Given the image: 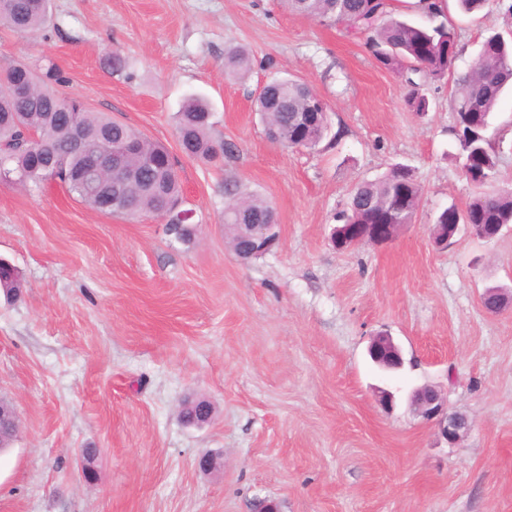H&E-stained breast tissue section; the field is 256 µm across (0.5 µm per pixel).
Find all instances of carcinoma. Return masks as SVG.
Wrapping results in <instances>:
<instances>
[{
	"label": "carcinoma",
	"mask_w": 512,
	"mask_h": 512,
	"mask_svg": "<svg viewBox=\"0 0 512 512\" xmlns=\"http://www.w3.org/2000/svg\"><path fill=\"white\" fill-rule=\"evenodd\" d=\"M290 12L346 25L354 34L365 36L364 45L385 69L404 78L408 86L406 103L419 115L429 110L421 92V81L440 82L454 73L459 55L454 29L448 27L440 0H418L417 8L428 23L420 24L393 17L392 0H284ZM49 0H0V27L20 34L41 31L48 20ZM489 50L478 53L470 70L456 78L449 106L455 114L451 133L458 141V159L464 174L471 172L475 158L484 177L493 178L497 159L487 136L491 114L503 92L512 87V37L492 31L482 40ZM250 55L241 48L224 54V73L236 77L251 70ZM25 82L31 94L14 96L12 86ZM66 82L54 65H31L21 60L0 63V180L10 181L39 192L49 183L64 185L87 207L99 210L97 193L81 179L87 165L86 149L108 140L130 142L134 151L128 171L117 176L120 192L112 213L135 217L168 208L174 224L170 239L190 244L194 233L179 228L181 186L177 160L167 147L132 127L101 112L90 110L76 97L62 96L57 87ZM254 109L267 132L275 133L278 144L293 148L299 140L307 148L316 147L328 131L326 108L306 83L277 77L259 90ZM212 112L199 94L187 96L175 114V129L183 155L211 162L232 157V143L215 142L210 137ZM485 182L464 210L451 205L435 219L432 229L437 242L454 236L451 225L463 212L472 224H487L490 232L499 224H512V191L486 193ZM224 223L231 247L239 252L248 237L237 224H274V207L260 196L244 192L236 180L224 181ZM421 186L410 169L395 164L380 178L356 184L347 209L340 212L343 224H366L368 215L396 203L394 223L408 224L416 211ZM20 273L16 267L0 264V290L8 300L20 294Z\"/></svg>",
	"instance_id": "carcinoma-1"
}]
</instances>
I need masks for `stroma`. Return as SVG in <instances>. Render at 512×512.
I'll return each mask as SVG.
<instances>
[{"label":"stroma","mask_w":512,"mask_h":512,"mask_svg":"<svg viewBox=\"0 0 512 512\" xmlns=\"http://www.w3.org/2000/svg\"><path fill=\"white\" fill-rule=\"evenodd\" d=\"M445 15L466 71L486 29L512 30L491 0ZM34 35L0 27V60L57 65L60 91L81 98L178 157L192 244L160 218L93 211L65 187L32 192L0 181V257L22 277L0 296V398L20 420L0 456V512H512V303L487 313L481 295L512 286V230L461 231L435 246L434 217L465 208L474 186L455 158L452 81L428 83L418 115L407 89L363 37L290 13L280 0H51ZM252 58L240 79L224 52ZM130 73L104 66L112 53ZM292 75L327 106L312 149L273 143L253 110L260 87ZM198 93L213 163L181 155L174 114ZM494 189H512V91L489 130ZM396 163L422 187L413 223L394 240L339 251L336 215L359 182ZM271 202L280 240L249 262L224 232V179ZM388 331L404 365L375 366L371 336ZM431 386L469 427L448 443L412 404ZM202 397V427L179 417ZM97 451L96 477L77 467ZM219 466L200 471L198 458Z\"/></svg>","instance_id":"35a3bbf8"}]
</instances>
